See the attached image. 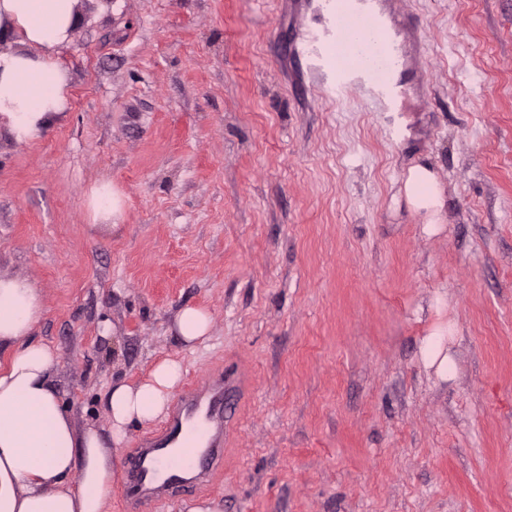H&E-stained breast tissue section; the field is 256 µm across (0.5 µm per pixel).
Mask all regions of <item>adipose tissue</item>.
<instances>
[{
  "instance_id": "1",
  "label": "adipose tissue",
  "mask_w": 512,
  "mask_h": 512,
  "mask_svg": "<svg viewBox=\"0 0 512 512\" xmlns=\"http://www.w3.org/2000/svg\"><path fill=\"white\" fill-rule=\"evenodd\" d=\"M79 0H0V134L18 144L63 118L69 78L57 49L80 25ZM407 204L426 232L441 223L442 191L434 171L409 168ZM45 314L31 281L0 276V512H109L117 449L131 423L166 416L184 367L157 361L139 383L116 381L105 397L104 426L77 428L61 402L56 347L34 332Z\"/></svg>"
}]
</instances>
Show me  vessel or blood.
<instances>
[{
  "instance_id": "vessel-or-blood-1",
  "label": "vessel or blood",
  "mask_w": 512,
  "mask_h": 512,
  "mask_svg": "<svg viewBox=\"0 0 512 512\" xmlns=\"http://www.w3.org/2000/svg\"><path fill=\"white\" fill-rule=\"evenodd\" d=\"M389 17L379 0H327L317 10L315 27L302 30L299 38L310 74L333 76L340 89L388 98L389 73L399 54L395 40L383 34L361 42L355 34ZM226 395L223 372L203 374L175 400L169 427L161 435L142 438L129 452L125 480L130 512L146 502H174L211 481L224 462ZM196 436L200 446L185 449L182 458L163 457L171 443Z\"/></svg>"
}]
</instances>
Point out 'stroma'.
Masks as SVG:
<instances>
[{
  "label": "stroma",
  "instance_id": "35a3bbf8",
  "mask_svg": "<svg viewBox=\"0 0 512 512\" xmlns=\"http://www.w3.org/2000/svg\"><path fill=\"white\" fill-rule=\"evenodd\" d=\"M65 116L0 137V275L32 281L77 428L109 383L223 370L224 512H512V0H390L400 111L316 81L311 0H80ZM430 165L444 224L406 203ZM124 205L91 229L92 185ZM212 318L206 346L173 328ZM441 323L453 371L423 358ZM175 327L183 342L193 350L208 339L211 316L204 309L185 307L177 314Z\"/></svg>",
  "mask_w": 512,
  "mask_h": 512
}]
</instances>
